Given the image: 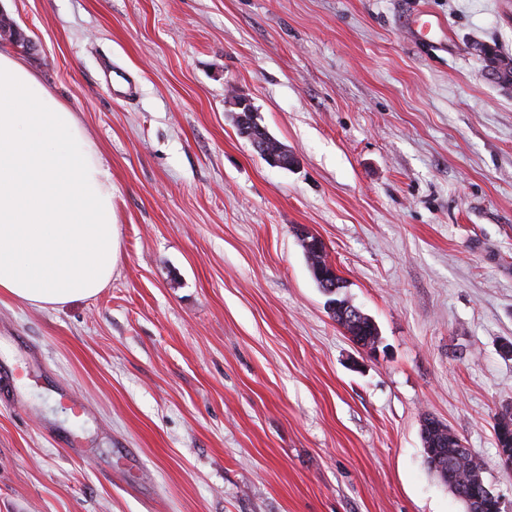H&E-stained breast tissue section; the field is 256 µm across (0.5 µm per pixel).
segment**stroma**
<instances>
[{"mask_svg": "<svg viewBox=\"0 0 512 512\" xmlns=\"http://www.w3.org/2000/svg\"><path fill=\"white\" fill-rule=\"evenodd\" d=\"M417 8L444 23L436 43L406 38ZM0 11L36 46L12 53L111 168L121 242L95 298H0L13 391L0 400V512H464L427 466V414L512 512L494 431L512 410V92L473 49L512 55V0ZM230 88L293 168L253 153ZM298 224L375 321L377 354L330 315Z\"/></svg>", "mask_w": 512, "mask_h": 512, "instance_id": "1", "label": "stroma"}]
</instances>
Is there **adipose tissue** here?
I'll list each match as a JSON object with an SVG mask.
<instances>
[{
	"label": "adipose tissue",
	"mask_w": 512,
	"mask_h": 512,
	"mask_svg": "<svg viewBox=\"0 0 512 512\" xmlns=\"http://www.w3.org/2000/svg\"><path fill=\"white\" fill-rule=\"evenodd\" d=\"M112 198L75 114L0 50V296L45 309L99 295L119 255Z\"/></svg>",
	"instance_id": "obj_1"
}]
</instances>
